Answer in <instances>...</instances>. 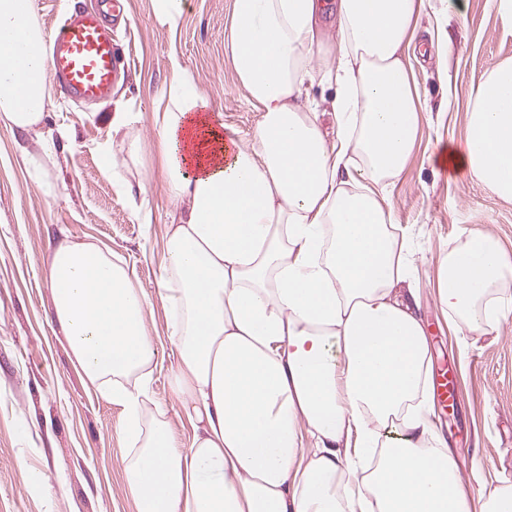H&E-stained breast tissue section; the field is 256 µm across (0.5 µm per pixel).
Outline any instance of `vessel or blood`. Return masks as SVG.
Here are the masks:
<instances>
[{
	"label": "vessel or blood",
	"mask_w": 512,
	"mask_h": 512,
	"mask_svg": "<svg viewBox=\"0 0 512 512\" xmlns=\"http://www.w3.org/2000/svg\"><path fill=\"white\" fill-rule=\"evenodd\" d=\"M117 63L112 29L101 13L78 11L52 40L48 74L72 99L100 100L112 92Z\"/></svg>",
	"instance_id": "1"
}]
</instances>
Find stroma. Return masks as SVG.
Returning a JSON list of instances; mask_svg holds the SVG:
<instances>
[{"instance_id":"obj_1","label":"stroma","mask_w":512,"mask_h":512,"mask_svg":"<svg viewBox=\"0 0 512 512\" xmlns=\"http://www.w3.org/2000/svg\"><path fill=\"white\" fill-rule=\"evenodd\" d=\"M233 0H189L177 35L158 28L150 0H124L112 17L119 53L112 99L82 103L54 90L39 132L0 124V512H135L127 495L121 410L91 387L73 364L53 312L47 271L61 239L96 242L125 262L134 284L155 293L164 238L178 210L162 189L151 93L169 75L167 53L184 66L225 124L250 138L260 120L224 58V25ZM464 20L443 0H424L409 54L413 83L427 115L405 171L386 195L393 222L414 252L419 317L430 339V368L453 370L461 405L434 422L458 458L467 491L512 484V318L485 335L459 332L437 303L438 267L472 232L493 234L512 255V202L467 173L442 168L438 148L462 143L472 84L512 60V20L494 0H464ZM451 48L448 75L420 49L438 38ZM137 113L146 142L126 174L147 180V216L137 218L118 191L98 146L115 101ZM55 155L46 158L45 142ZM157 349L153 402L182 442L192 436L171 389L174 347L161 303L147 314Z\"/></svg>"}]
</instances>
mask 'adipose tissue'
<instances>
[{
    "instance_id": "obj_1",
    "label": "adipose tissue",
    "mask_w": 512,
    "mask_h": 512,
    "mask_svg": "<svg viewBox=\"0 0 512 512\" xmlns=\"http://www.w3.org/2000/svg\"><path fill=\"white\" fill-rule=\"evenodd\" d=\"M423 0H233L224 55L261 114L242 138L212 112L177 51L154 94L169 225L156 299L175 348L183 444L148 392L152 298L111 250L61 241L48 268L74 362L123 412V469L136 512H512V485L470 494L433 422L429 344L412 249L385 186L411 157L422 107L407 49ZM14 33L38 46L13 64ZM34 0H0V122L37 131L52 93ZM333 82L335 132L309 96ZM463 144L438 160L512 202V61L474 89ZM116 109L109 173L142 145ZM512 261L473 232L449 250L437 300L463 331L491 333L512 304Z\"/></svg>"
}]
</instances>
